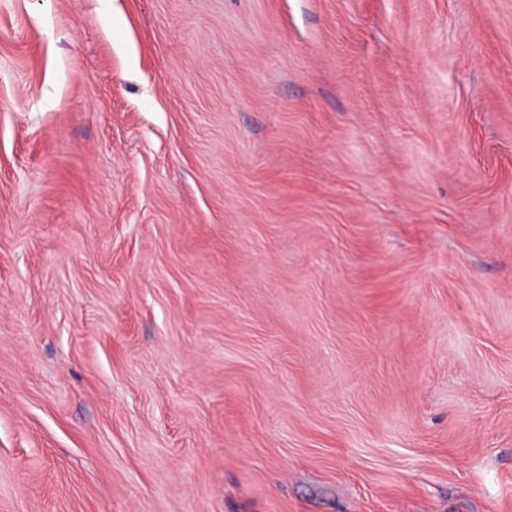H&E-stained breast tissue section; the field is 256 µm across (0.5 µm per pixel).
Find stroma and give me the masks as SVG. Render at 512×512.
Segmentation results:
<instances>
[{"label": "stroma", "instance_id": "stroma-1", "mask_svg": "<svg viewBox=\"0 0 512 512\" xmlns=\"http://www.w3.org/2000/svg\"><path fill=\"white\" fill-rule=\"evenodd\" d=\"M0 512H512V0H0Z\"/></svg>", "mask_w": 512, "mask_h": 512}]
</instances>
